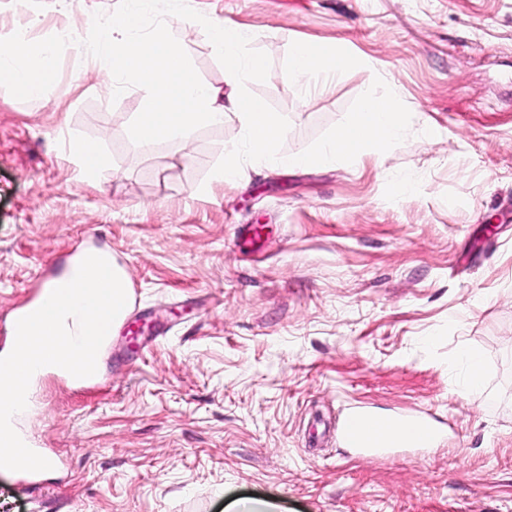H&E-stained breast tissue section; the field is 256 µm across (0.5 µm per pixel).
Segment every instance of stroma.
Returning <instances> with one entry per match:
<instances>
[{"mask_svg": "<svg viewBox=\"0 0 512 512\" xmlns=\"http://www.w3.org/2000/svg\"><path fill=\"white\" fill-rule=\"evenodd\" d=\"M246 31L271 61L249 89L290 122L301 153L382 78L412 119L406 139L351 163L210 174L236 118L186 144L134 145L142 95L99 86L80 43L59 41L42 98L0 86V350L13 308L56 257L104 249L126 270L130 320L98 379L50 373L19 428L50 457L0 473V512H512V0H188ZM119 0H0V32H85ZM178 34L200 78L224 83L204 30ZM297 42L348 53L308 93ZM100 143L84 179L64 141ZM484 362L463 387L461 350ZM426 411L427 448L346 447L345 417Z\"/></svg>", "mask_w": 512, "mask_h": 512, "instance_id": "stroma-1", "label": "stroma"}]
</instances>
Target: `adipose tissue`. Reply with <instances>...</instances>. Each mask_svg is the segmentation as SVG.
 I'll return each mask as SVG.
<instances>
[{"instance_id": "ef3b65f1", "label": "adipose tissue", "mask_w": 512, "mask_h": 512, "mask_svg": "<svg viewBox=\"0 0 512 512\" xmlns=\"http://www.w3.org/2000/svg\"><path fill=\"white\" fill-rule=\"evenodd\" d=\"M55 56L53 42L35 39L24 29L15 31L0 47V85L30 99L41 98L55 79ZM350 63L344 51L319 44H295L290 58L293 75L308 83L335 79Z\"/></svg>"}]
</instances>
